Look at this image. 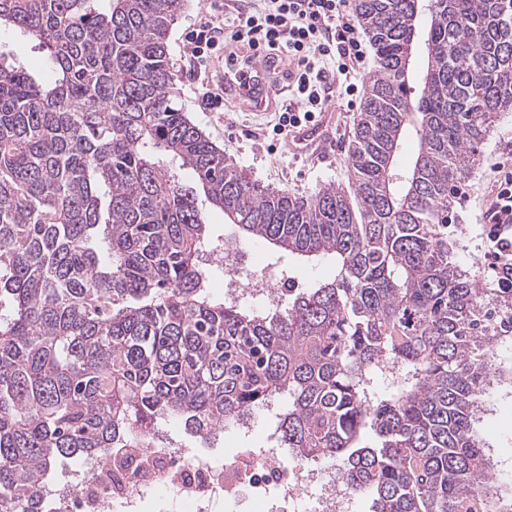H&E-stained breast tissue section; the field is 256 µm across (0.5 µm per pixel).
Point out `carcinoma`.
Listing matches in <instances>:
<instances>
[{"label": "carcinoma", "mask_w": 512, "mask_h": 512, "mask_svg": "<svg viewBox=\"0 0 512 512\" xmlns=\"http://www.w3.org/2000/svg\"><path fill=\"white\" fill-rule=\"evenodd\" d=\"M97 2L0 0L51 72L0 51V512H49L58 461L145 445L169 416L208 437L277 395L284 447L336 460L371 512H512L476 428L487 306L512 288L481 287L442 231L512 112V0H428L424 27L420 0H354L375 53L354 192L308 197L245 177L178 107L187 0ZM208 207L336 277L283 311L213 298Z\"/></svg>", "instance_id": "obj_1"}]
</instances>
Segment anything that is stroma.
I'll list each match as a JSON object with an SVG mask.
<instances>
[{"mask_svg": "<svg viewBox=\"0 0 512 512\" xmlns=\"http://www.w3.org/2000/svg\"><path fill=\"white\" fill-rule=\"evenodd\" d=\"M207 3L208 0H188L168 40L170 58L178 77L179 103L190 120L199 125L223 149L225 156L247 176L272 189L285 190L299 196L311 195L329 184L351 190L347 148L355 136L358 113L345 110L340 96H333L328 111L323 115L331 150L328 157L322 160L300 155L289 141L268 146L257 135L258 128L266 125L267 115L230 106L214 112L198 99L192 90L190 73L185 70L182 61L183 40L189 27L204 18ZM511 146L512 112H505L480 146V165L462 184L455 208L457 218L448 227L449 235L457 243L454 250L455 262L474 273L481 266V205L488 167L498 152ZM486 354L495 376L481 395L484 411L478 430L492 469L503 475L502 480L493 481L492 488L507 493L512 492V331H502L494 336ZM287 405V397H279L268 411L257 416L251 432L244 433L228 427L207 442L186 433L176 419H167L162 426L171 432L181 447L192 453L206 454L220 464L235 449L265 445L275 414Z\"/></svg>", "mask_w": 512, "mask_h": 512, "instance_id": "35a3bbf8", "label": "stroma"}]
</instances>
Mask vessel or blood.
<instances>
[{
	"label": "vessel or blood",
	"mask_w": 512,
	"mask_h": 512,
	"mask_svg": "<svg viewBox=\"0 0 512 512\" xmlns=\"http://www.w3.org/2000/svg\"><path fill=\"white\" fill-rule=\"evenodd\" d=\"M285 90L271 62L249 56L224 68L225 94L234 96L245 107L261 111L274 106L276 97Z\"/></svg>",
	"instance_id": "1"
}]
</instances>
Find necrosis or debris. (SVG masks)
<instances>
[{
    "instance_id": "necrosis-or-debris-1",
    "label": "necrosis or debris",
    "mask_w": 512,
    "mask_h": 512,
    "mask_svg": "<svg viewBox=\"0 0 512 512\" xmlns=\"http://www.w3.org/2000/svg\"><path fill=\"white\" fill-rule=\"evenodd\" d=\"M224 268L226 300L282 301L280 276L240 267L237 247H225ZM144 453L155 465L143 479H126L97 460L76 480L46 486L53 512H241L248 501L255 512H297L304 498L311 512H351L352 493L335 468L285 458L277 447L241 448L219 465L162 433Z\"/></svg>"
}]
</instances>
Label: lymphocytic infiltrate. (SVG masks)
<instances>
[{"instance_id":"f902f5d3","label":"lymphocytic infiltrate","mask_w":512,"mask_h":512,"mask_svg":"<svg viewBox=\"0 0 512 512\" xmlns=\"http://www.w3.org/2000/svg\"><path fill=\"white\" fill-rule=\"evenodd\" d=\"M208 8L224 19L202 22L186 33L192 72L210 68L230 42L269 61H288L294 101L280 112L273 135L315 122L330 106L333 90L345 97L357 94L366 49L352 0H262L260 7L241 5L229 12L223 0H210ZM493 171L485 196L484 271L498 287L512 288V151Z\"/></svg>"}]
</instances>
